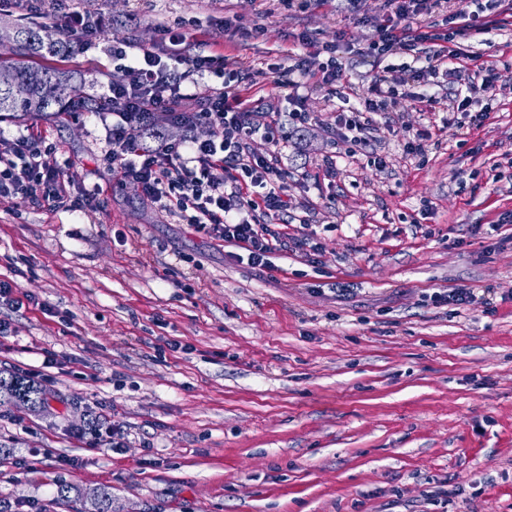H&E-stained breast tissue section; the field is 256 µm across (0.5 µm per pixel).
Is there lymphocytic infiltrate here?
Instances as JSON below:
<instances>
[{
  "mask_svg": "<svg viewBox=\"0 0 512 512\" xmlns=\"http://www.w3.org/2000/svg\"><path fill=\"white\" fill-rule=\"evenodd\" d=\"M51 2L61 12L62 29L83 48H90L105 19L91 12L68 8L66 0H27L33 10ZM442 0H387L390 12L379 29L377 41L366 56L384 61L408 54L418 66L415 77L427 81L450 77L451 61L473 60L461 36L474 28L480 14H503L506 0H458L453 28L429 32L426 18ZM187 26H164L162 37L151 47L132 50L129 41L113 42L108 52L115 67L105 91L95 98L99 117H111L99 166L112 181L134 185L143 201L159 213L178 217L210 239L236 246L237 261L267 267L271 256L291 250L292 239L274 228L287 217L291 203L285 179L288 175L279 147L283 125L302 130L311 117L303 110L300 92L311 81L330 89L344 87L348 74L337 58L338 46L329 43L320 53L296 56L292 65L271 63L276 97L286 99L287 113L275 111L265 98H253L244 84L243 68L229 62L218 50L183 54ZM478 82L466 90L449 88L447 107L466 113L469 125L480 128L495 97V78L488 67L477 70ZM217 79V87L201 96L189 91L188 82ZM362 112L373 114L362 122L361 112L338 107L333 132L345 145L372 147L376 117L389 115L397 103L394 88L384 76H375L367 90L358 92ZM179 126L182 134L172 140L158 129V117ZM139 139H132L131 130ZM270 142L274 151L254 154V138ZM58 148L34 133L0 137V198L11 197L33 206L50 205L74 211L91 210L102 187L77 189L57 157Z\"/></svg>",
  "mask_w": 512,
  "mask_h": 512,
  "instance_id": "lymphocytic-infiltrate-1",
  "label": "lymphocytic infiltrate"
}]
</instances>
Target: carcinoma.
Instances as JSON below:
<instances>
[{"instance_id":"cac0c4a2","label":"carcinoma","mask_w":512,"mask_h":512,"mask_svg":"<svg viewBox=\"0 0 512 512\" xmlns=\"http://www.w3.org/2000/svg\"><path fill=\"white\" fill-rule=\"evenodd\" d=\"M73 50L72 42L39 33L27 26L17 31L14 53L18 62L0 64V113L6 116L58 114L64 111V102L81 105L79 90L71 84L69 75L49 65H32L28 58L62 56ZM0 391L12 398L33 405L42 403V388L24 377L11 374L0 376ZM95 512H112V491L108 487L93 492Z\"/></svg>"}]
</instances>
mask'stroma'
Listing matches in <instances>:
<instances>
[{
	"label": "stroma",
	"instance_id": "stroma-1",
	"mask_svg": "<svg viewBox=\"0 0 512 512\" xmlns=\"http://www.w3.org/2000/svg\"><path fill=\"white\" fill-rule=\"evenodd\" d=\"M108 23L94 47L52 58L78 90L112 76L113 40L138 47L161 27L237 18L260 38L221 37L225 54L266 64L339 41L350 81L368 85L384 0H70ZM56 20L0 10V55L19 25ZM496 76L481 128L443 125L417 95L432 83L397 80L401 125L426 133L405 155L389 127L365 151L340 152L328 126L334 90L307 85L315 124L284 128L290 237L315 255H276L252 267L222 245L106 183L99 116L75 111L36 123L85 187L107 184L93 211L0 201V280L30 294L0 337V370L24 373L55 354L45 408L0 398V445L20 468L0 470V499L25 512L56 505L59 481L112 491V512H512V19L463 38ZM335 160L338 174L328 177ZM451 288L484 293L478 306L434 304ZM122 434L90 450V420ZM76 459L59 469V457Z\"/></svg>",
	"mask_w": 512,
	"mask_h": 512
}]
</instances>
